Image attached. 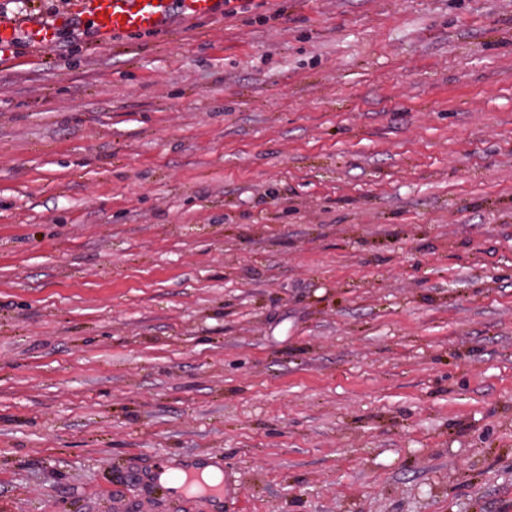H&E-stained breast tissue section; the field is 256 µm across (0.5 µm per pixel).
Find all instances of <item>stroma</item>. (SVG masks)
<instances>
[{
  "label": "stroma",
  "instance_id": "1",
  "mask_svg": "<svg viewBox=\"0 0 512 512\" xmlns=\"http://www.w3.org/2000/svg\"><path fill=\"white\" fill-rule=\"evenodd\" d=\"M0 61V512H512V0H234ZM204 464L197 459H189L180 469L185 474V480L180 476L165 475L169 468H159L150 473L149 479L151 482L165 489L167 494L178 501H181L190 496H204L210 498L214 504L215 512H222L224 510V485L223 481L218 485H209L205 482L199 481L198 484L193 485L196 477L200 475V470ZM195 488L191 495L192 488Z\"/></svg>",
  "mask_w": 512,
  "mask_h": 512
}]
</instances>
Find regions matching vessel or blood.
Returning a JSON list of instances; mask_svg holds the SVG:
<instances>
[{
    "instance_id": "vessel-or-blood-1",
    "label": "vessel or blood",
    "mask_w": 512,
    "mask_h": 512,
    "mask_svg": "<svg viewBox=\"0 0 512 512\" xmlns=\"http://www.w3.org/2000/svg\"><path fill=\"white\" fill-rule=\"evenodd\" d=\"M219 0H180L181 10L191 17H215ZM80 9L93 23L100 44H108L113 36L126 33L148 34L167 26L171 0H81ZM59 29L58 23L32 20L26 23L25 30L29 41L35 47H48L54 44ZM202 463L196 459L187 460L178 476H167L165 469L150 473L151 482L165 489L176 500L190 495L210 498L214 512H223L224 487L199 481Z\"/></svg>"
}]
</instances>
